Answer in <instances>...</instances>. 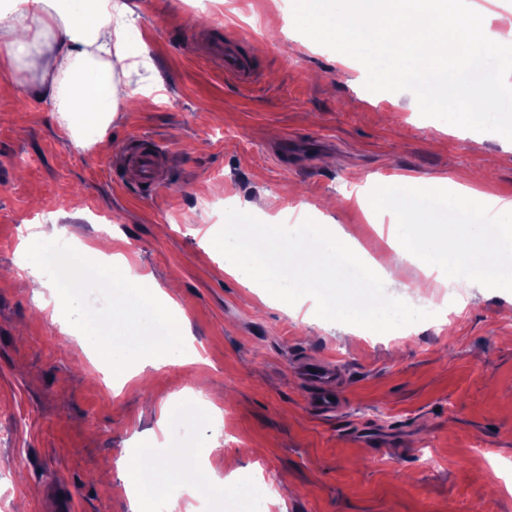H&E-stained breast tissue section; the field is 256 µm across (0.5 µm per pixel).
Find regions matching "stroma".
Instances as JSON below:
<instances>
[{
    "mask_svg": "<svg viewBox=\"0 0 512 512\" xmlns=\"http://www.w3.org/2000/svg\"><path fill=\"white\" fill-rule=\"evenodd\" d=\"M141 27L127 47L146 66L128 82L160 91L148 112H119L101 141H76L66 119L29 90L31 71L0 72V512H130L122 482L91 479L118 469L125 448L156 433L161 447L191 452L216 439L231 512H259L254 488L282 498L269 512H512V288L449 300L435 318L387 333L325 328L316 303L296 315L224 272L209 241L227 204L266 198L269 217L294 205L316 209V223L355 231L380 254L385 241L356 202L394 175L470 183L502 151L512 126V77L492 52L465 47L460 69L431 68L425 81L399 66L391 39L359 34L353 52L311 26L280 31L258 51L249 25L289 0H135ZM238 40L257 78L224 76L211 54L216 29ZM479 82L496 123L464 137L440 89ZM163 142L170 161L160 187L137 188L108 175L127 140ZM412 217L448 225L463 239L506 253L512 238L496 218L459 211L425 188L403 200ZM62 234L39 242L44 271L68 274L74 244L125 237L129 261L173 297L189 319L185 352L203 365L173 362L145 387L105 390L109 372L90 362L78 338L89 324L122 342L126 332L166 334L152 308L132 298V319H111L118 295L85 276L71 334L37 305L17 267L27 228L39 221ZM322 360L342 375V410L309 404L300 363ZM224 389L223 429L208 411H182L178 396L202 385Z\"/></svg>",
    "mask_w": 512,
    "mask_h": 512,
    "instance_id": "stroma-1",
    "label": "stroma"
}]
</instances>
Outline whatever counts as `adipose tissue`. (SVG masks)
I'll list each match as a JSON object with an SVG mask.
<instances>
[{"label":"adipose tissue","mask_w":512,"mask_h":512,"mask_svg":"<svg viewBox=\"0 0 512 512\" xmlns=\"http://www.w3.org/2000/svg\"><path fill=\"white\" fill-rule=\"evenodd\" d=\"M453 6V0H334L330 11L309 14L308 20L322 36L349 46L358 31L376 27L392 11H399L395 44L400 61L419 77L429 65L446 62L459 40L441 26ZM134 13L131 0H9L0 7V68L16 67L26 46L51 37L48 50L30 63L40 74L33 85L34 94L50 101L56 111L79 112L92 122H111L132 95L121 76L133 66L126 39ZM389 246L385 263L373 268L388 287L405 288L403 262L411 251L424 260L426 278L417 284V292H425L436 282L484 292L512 288V277L492 276L493 250L477 243L470 248L471 259L458 261L460 242L436 233L433 225L399 219ZM86 253L101 261L103 271L113 280L142 292L153 304L157 319L171 326L167 341L140 344L139 357L133 363L110 337L91 331L84 335L85 345L111 363L119 387L138 383L148 371L181 357L180 345L189 320L171 294L152 277L135 271L118 237L87 248ZM150 445V440H141L139 447L126 449L123 456L119 479L130 499L131 512H150L171 479L183 473L182 463L165 454L154 455L150 467L156 480L150 490H143L141 451Z\"/></svg>","instance_id":"ef3b65f1"}]
</instances>
